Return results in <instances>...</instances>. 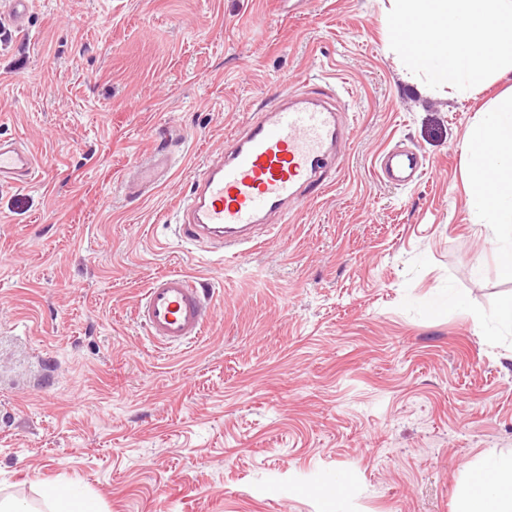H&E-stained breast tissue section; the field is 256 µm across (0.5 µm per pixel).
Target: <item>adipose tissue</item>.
<instances>
[{
	"mask_svg": "<svg viewBox=\"0 0 512 512\" xmlns=\"http://www.w3.org/2000/svg\"><path fill=\"white\" fill-rule=\"evenodd\" d=\"M396 17L393 47L431 86L465 97L480 83L512 72V0H390ZM473 223L493 246L499 269L512 276V94L481 112L463 140ZM482 335L512 332V295L501 298L492 320L454 295ZM458 512H512V455L487 451Z\"/></svg>",
	"mask_w": 512,
	"mask_h": 512,
	"instance_id": "1",
	"label": "adipose tissue"
}]
</instances>
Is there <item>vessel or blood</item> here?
Listing matches in <instances>:
<instances>
[{"instance_id": "obj_1", "label": "vessel or blood", "mask_w": 512, "mask_h": 512, "mask_svg": "<svg viewBox=\"0 0 512 512\" xmlns=\"http://www.w3.org/2000/svg\"><path fill=\"white\" fill-rule=\"evenodd\" d=\"M349 134L333 93L283 88L273 106L201 166L182 204L179 237L209 241L235 256L254 248L261 226L331 181ZM35 166L27 147L0 140V185L27 181ZM380 168L388 182L402 187L425 173L409 152L384 155ZM210 314L205 289L178 272L152 278L136 307L137 320L160 349L200 340Z\"/></svg>"}]
</instances>
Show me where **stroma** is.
Listing matches in <instances>:
<instances>
[{"mask_svg":"<svg viewBox=\"0 0 512 512\" xmlns=\"http://www.w3.org/2000/svg\"><path fill=\"white\" fill-rule=\"evenodd\" d=\"M389 0H0V138L34 178L0 187V496L64 484L104 512H456L512 452V294L471 221L460 147L512 76L461 98L391 47ZM354 121L335 181L237 258L181 242L206 156L283 85ZM179 159L126 188L161 142ZM395 147L429 165L382 181ZM482 273H474L475 264ZM177 271L205 335L156 351L139 296ZM454 307L466 312L477 328L481 330L482 336H488L493 340L501 336L503 332H512V295L501 298L494 309L493 326L488 328L484 315L472 309L469 299L464 295L452 296Z\"/></svg>","mask_w":512,"mask_h":512,"instance_id":"35a3bbf8","label":"stroma"}]
</instances>
